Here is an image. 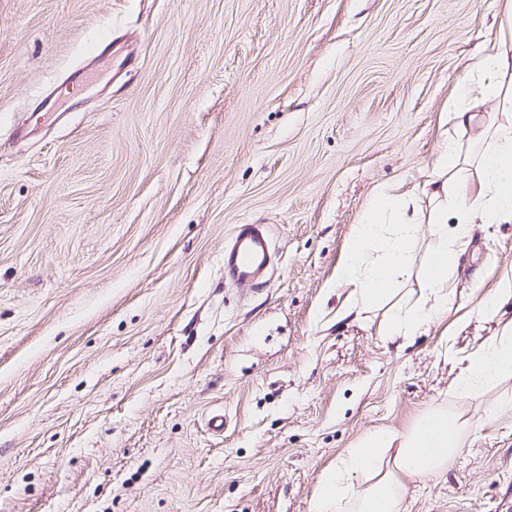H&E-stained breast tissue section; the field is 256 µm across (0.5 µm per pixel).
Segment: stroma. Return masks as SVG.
Returning <instances> with one entry per match:
<instances>
[{
  "mask_svg": "<svg viewBox=\"0 0 512 512\" xmlns=\"http://www.w3.org/2000/svg\"><path fill=\"white\" fill-rule=\"evenodd\" d=\"M512 0H0V512H312L368 433L460 415L401 512H512V224L474 225L448 311L382 335L344 247L414 189ZM265 224V285H227ZM224 416L223 433L207 426ZM233 247L224 251V275L238 284L255 283L271 260L272 242L265 224H239ZM512 332L502 337L487 351L477 355L470 362L466 374L459 382L461 392H467L476 381L491 382L505 376H512Z\"/></svg>",
  "mask_w": 512,
  "mask_h": 512,
  "instance_id": "stroma-1",
  "label": "stroma"
}]
</instances>
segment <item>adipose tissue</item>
Masks as SVG:
<instances>
[{"label":"adipose tissue","instance_id":"1","mask_svg":"<svg viewBox=\"0 0 512 512\" xmlns=\"http://www.w3.org/2000/svg\"><path fill=\"white\" fill-rule=\"evenodd\" d=\"M479 73L480 81H463L453 109L457 127L477 131L482 150L473 161L457 144H443L432 175L419 186V193L434 204L430 222L436 244L426 259L417 297L398 307L387 324L388 335H416L447 310L456 243L471 224L512 223V121L486 126L477 113L487 98L495 100L499 112H512V52L491 48ZM472 162L479 170L476 184L456 182L455 174ZM419 229L411 196L392 186L377 191L345 246L341 271L345 281L355 284L363 306L387 300L396 278L410 266ZM505 376H512V335L507 333L472 359L458 388L465 392L474 382ZM462 428L458 416L432 412L406 432L369 433L323 477L313 512H399L403 478H420L443 467L459 447ZM357 475L366 477L367 486L353 487L350 479Z\"/></svg>","mask_w":512,"mask_h":512}]
</instances>
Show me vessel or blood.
<instances>
[{
  "mask_svg": "<svg viewBox=\"0 0 512 512\" xmlns=\"http://www.w3.org/2000/svg\"><path fill=\"white\" fill-rule=\"evenodd\" d=\"M233 246L224 253V274L240 284L256 282L271 260L272 242L266 225L240 224Z\"/></svg>",
  "mask_w": 512,
  "mask_h": 512,
  "instance_id": "1",
  "label": "vessel or blood"
}]
</instances>
